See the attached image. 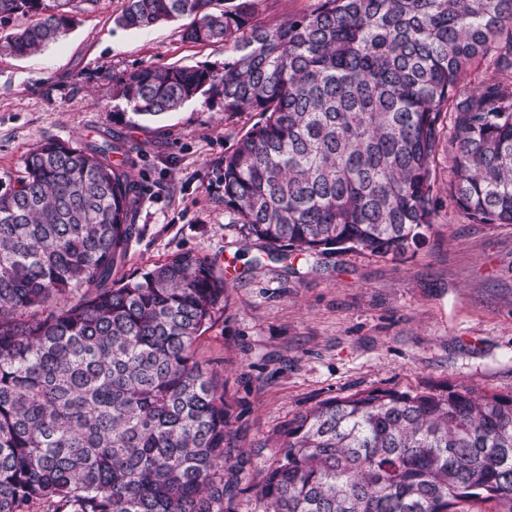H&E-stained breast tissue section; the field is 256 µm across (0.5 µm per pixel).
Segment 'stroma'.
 I'll use <instances>...</instances> for the list:
<instances>
[{
	"instance_id": "obj_1",
	"label": "stroma",
	"mask_w": 512,
	"mask_h": 512,
	"mask_svg": "<svg viewBox=\"0 0 512 512\" xmlns=\"http://www.w3.org/2000/svg\"><path fill=\"white\" fill-rule=\"evenodd\" d=\"M122 0L77 6L59 41L0 57V178H17L46 137L103 130L133 149L147 195L122 275L190 251L225 274L228 302L196 342L203 368L224 379L231 444L250 456L236 512H265L255 466L319 402L360 392L464 383L512 394V225L473 224L448 197L440 145L438 215L413 251L358 250L294 261L267 256L216 200L212 169L258 120L197 97L157 117L112 96V78L139 66L223 64L224 47L185 42L179 22L118 27Z\"/></svg>"
}]
</instances>
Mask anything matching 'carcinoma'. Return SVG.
I'll return each instance as SVG.
<instances>
[{
  "label": "carcinoma",
  "mask_w": 512,
  "mask_h": 512,
  "mask_svg": "<svg viewBox=\"0 0 512 512\" xmlns=\"http://www.w3.org/2000/svg\"><path fill=\"white\" fill-rule=\"evenodd\" d=\"M74 0H0V56L66 35ZM185 17L224 65L140 67L112 96L155 117L206 95L259 120L212 170L219 202L285 262L420 246L435 155L472 224H512V0H124L117 26ZM126 143L46 138L0 192V512H235L250 459L194 345L224 277L191 253L119 279L145 191ZM266 512H512V394L459 384L320 402L259 469ZM315 0H260L259 17L267 24H275L288 14H298L308 10Z\"/></svg>",
  "instance_id": "obj_1"
}]
</instances>
